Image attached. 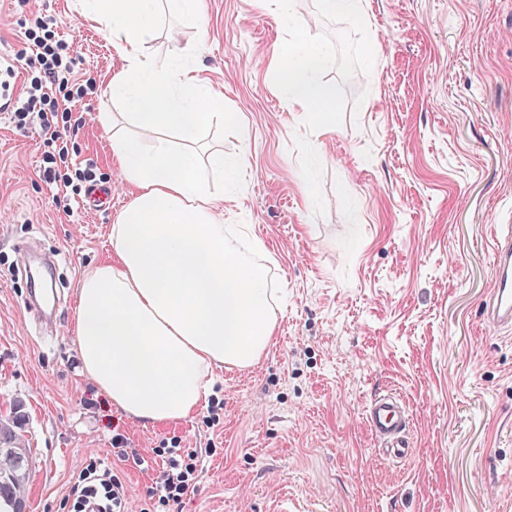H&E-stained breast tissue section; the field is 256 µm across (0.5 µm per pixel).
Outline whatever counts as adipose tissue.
<instances>
[{"label": "adipose tissue", "mask_w": 512, "mask_h": 512, "mask_svg": "<svg viewBox=\"0 0 512 512\" xmlns=\"http://www.w3.org/2000/svg\"><path fill=\"white\" fill-rule=\"evenodd\" d=\"M88 21L103 26L124 69L109 82L126 111L122 122L103 112L130 200L110 233L111 262L86 273L78 287L76 339L85 374L125 415L174 423L208 396L211 372L247 366L276 329L271 286L256 262L264 245L242 255L230 240L212 190L224 158L201 169L202 132L223 125L221 99L194 70L162 62L145 46L160 12L198 18L197 0H88ZM280 85L289 104L312 113L321 128L336 110L319 74L322 48L295 37Z\"/></svg>", "instance_id": "obj_1"}]
</instances>
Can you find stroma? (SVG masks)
Listing matches in <instances>:
<instances>
[{
	"instance_id": "35a3bbf8",
	"label": "stroma",
	"mask_w": 512,
	"mask_h": 512,
	"mask_svg": "<svg viewBox=\"0 0 512 512\" xmlns=\"http://www.w3.org/2000/svg\"><path fill=\"white\" fill-rule=\"evenodd\" d=\"M84 0H0V53L16 87L44 29L75 60L65 149L0 112V415L21 408L27 512H60L72 476L101 458L139 512L158 473L112 456L123 433L144 456L189 448L202 474L183 512H512V331L481 322L491 239L512 225V0H360L356 16L293 0H200L146 42L190 59L234 115L200 152L224 157V221L266 248L277 329L250 366L214 369L196 414L127 417L84 373L75 335L81 277L108 261L128 202L98 120L122 60ZM329 56L331 130L280 86L295 32ZM61 181H44L43 168ZM56 254L52 329L26 301L19 250ZM397 396L412 448L383 458L366 411Z\"/></svg>"
}]
</instances>
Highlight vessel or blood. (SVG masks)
Returning a JSON list of instances; mask_svg holds the SVG:
<instances>
[{
	"label": "vessel or blood",
	"instance_id": "vessel-or-blood-1",
	"mask_svg": "<svg viewBox=\"0 0 512 512\" xmlns=\"http://www.w3.org/2000/svg\"><path fill=\"white\" fill-rule=\"evenodd\" d=\"M494 284L484 305V318L489 326L512 329V227L493 240ZM372 434L381 441L386 458L407 457L411 449L407 440L406 413L399 399L384 396L376 399L367 412Z\"/></svg>",
	"mask_w": 512,
	"mask_h": 512
}]
</instances>
